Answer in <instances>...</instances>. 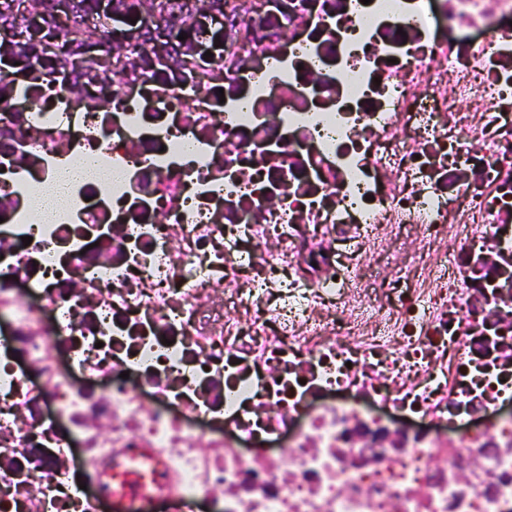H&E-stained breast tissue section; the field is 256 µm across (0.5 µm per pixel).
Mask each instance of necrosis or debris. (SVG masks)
<instances>
[{
  "label": "necrosis or debris",
  "mask_w": 512,
  "mask_h": 512,
  "mask_svg": "<svg viewBox=\"0 0 512 512\" xmlns=\"http://www.w3.org/2000/svg\"><path fill=\"white\" fill-rule=\"evenodd\" d=\"M224 27L223 81L0 102V490L101 512L146 448L142 512H512V0Z\"/></svg>",
  "instance_id": "necrosis-or-debris-1"
}]
</instances>
